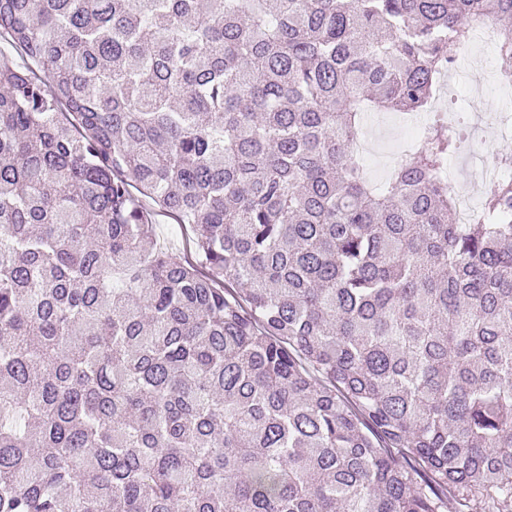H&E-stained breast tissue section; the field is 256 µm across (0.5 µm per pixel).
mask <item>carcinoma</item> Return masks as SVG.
I'll return each mask as SVG.
<instances>
[{
    "instance_id": "cac0c4a2",
    "label": "carcinoma",
    "mask_w": 512,
    "mask_h": 512,
    "mask_svg": "<svg viewBox=\"0 0 512 512\" xmlns=\"http://www.w3.org/2000/svg\"><path fill=\"white\" fill-rule=\"evenodd\" d=\"M477 15L512 55V0H0V512H512V181L356 150ZM394 112H376L368 118L367 125L383 123L382 137L372 146V155L364 156L363 162L367 178L375 183L384 182L392 167L400 159L395 154L399 141L407 136V130L397 121ZM156 236L158 242L170 253L177 257H187L188 253L184 249V228L181 224L164 214L155 216Z\"/></svg>"
}]
</instances>
